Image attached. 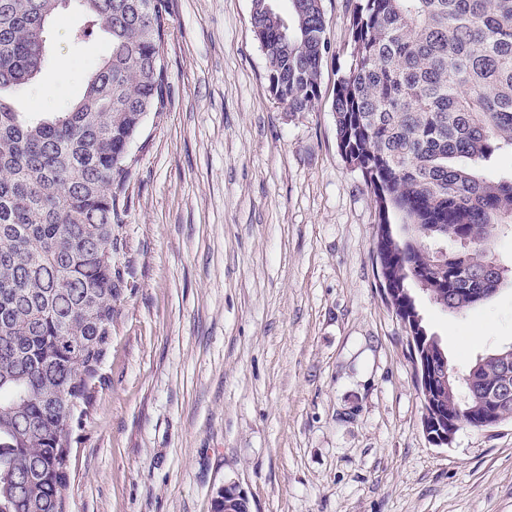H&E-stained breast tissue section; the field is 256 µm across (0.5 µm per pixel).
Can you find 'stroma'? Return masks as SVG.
I'll use <instances>...</instances> for the list:
<instances>
[{
  "instance_id": "stroma-1",
  "label": "stroma",
  "mask_w": 512,
  "mask_h": 512,
  "mask_svg": "<svg viewBox=\"0 0 512 512\" xmlns=\"http://www.w3.org/2000/svg\"><path fill=\"white\" fill-rule=\"evenodd\" d=\"M354 0H323L329 50L312 111L271 96L251 0H168L165 112L132 146L112 268V344L77 431L66 512H512V419L423 428L408 335L374 259L377 211L332 112ZM67 8L28 112L79 98L108 39L76 45ZM418 307L467 371L512 345V278L465 313ZM224 496V510L221 512H252L248 498L233 484L220 487Z\"/></svg>"
}]
</instances>
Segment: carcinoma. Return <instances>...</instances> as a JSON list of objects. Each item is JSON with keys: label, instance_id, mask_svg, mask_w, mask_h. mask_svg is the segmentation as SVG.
Here are the masks:
<instances>
[{"label": "carcinoma", "instance_id": "1", "mask_svg": "<svg viewBox=\"0 0 512 512\" xmlns=\"http://www.w3.org/2000/svg\"><path fill=\"white\" fill-rule=\"evenodd\" d=\"M251 0L256 40L278 104L308 112L328 49L322 0ZM79 44L102 33L109 53L82 96L54 112L17 108L47 61L48 24L62 0H0V512H62L73 443L103 384L112 343V229L132 177L130 148L169 103L162 58L168 0H73ZM348 67L332 102L336 141L359 165L400 231L387 267L416 316L414 292L464 313L487 301L500 273L487 243L512 220V0H357ZM452 244L422 247L423 230ZM512 368L504 348L466 382L433 375L439 413L479 428L483 395Z\"/></svg>", "mask_w": 512, "mask_h": 512}]
</instances>
